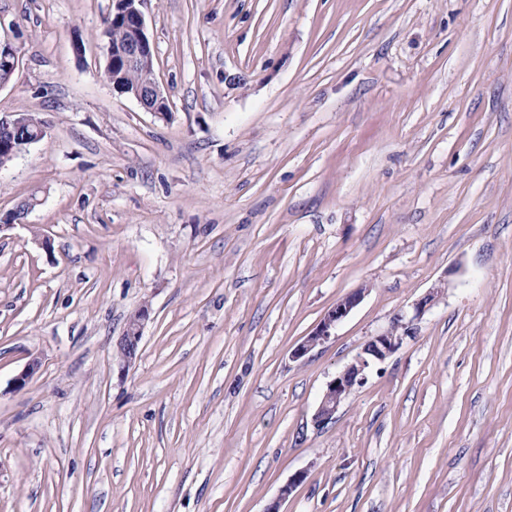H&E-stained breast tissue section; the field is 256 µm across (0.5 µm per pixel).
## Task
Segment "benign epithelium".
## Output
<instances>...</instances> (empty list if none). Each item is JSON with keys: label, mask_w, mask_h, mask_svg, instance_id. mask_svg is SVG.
<instances>
[{"label": "benign epithelium", "mask_w": 512, "mask_h": 512, "mask_svg": "<svg viewBox=\"0 0 512 512\" xmlns=\"http://www.w3.org/2000/svg\"><path fill=\"white\" fill-rule=\"evenodd\" d=\"M143 0H113L112 13L124 20L127 31L125 43L114 49L124 65H136L146 71H152L153 51L146 35L144 17L140 10ZM18 64V55L15 47L6 42H0V87L6 85L14 74ZM134 98L146 111L163 118L169 116L167 112L149 106L155 100L157 105L168 104L165 95L156 79H149L141 88L131 91ZM441 292L440 287L432 288L425 296L412 303L413 315L400 313L393 318L390 329L371 337L362 346L356 357L328 382L318 403L314 414L317 426H324L335 419L340 406L357 389L363 387L368 381V374L373 367L385 362L401 346L403 339L411 333L415 321L437 300ZM367 289L360 288L350 292L336 301L323 315L316 328L291 351V359L299 360L309 356L317 347L326 343L335 335L336 327L342 323L351 312L362 302ZM149 319V309L141 307L128 319L125 330L117 340L118 347L122 348L121 363L125 366L131 364L136 358L138 348L143 336V329ZM305 474H295L279 489L278 497L265 512H280L281 503L288 500L295 488L303 481Z\"/></svg>", "instance_id": "obj_1"}]
</instances>
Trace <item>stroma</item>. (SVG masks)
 I'll return each instance as SVG.
<instances>
[{
  "label": "stroma",
  "instance_id": "35a3bbf8",
  "mask_svg": "<svg viewBox=\"0 0 512 512\" xmlns=\"http://www.w3.org/2000/svg\"><path fill=\"white\" fill-rule=\"evenodd\" d=\"M111 11L0 0V114L46 127L0 167V214L37 200L0 232V512H265L300 471L282 512H512V0H144L166 120L105 79ZM440 288L442 286H436L415 300L411 305V317L406 313L397 314L390 329L367 340L356 357L328 382L314 414L317 426L332 422L340 406L353 392L366 384L371 369L385 362L398 350L403 339L411 333L414 322L437 300ZM365 289H358L336 301L323 315L316 328L291 351V359L299 360L309 356L318 346L334 336L336 327L362 302ZM149 319L148 307H140L128 319L125 330L117 340V345L123 351L120 355V362L130 365L136 358L138 348L143 336V329Z\"/></svg>",
  "mask_w": 512,
  "mask_h": 512
}]
</instances>
